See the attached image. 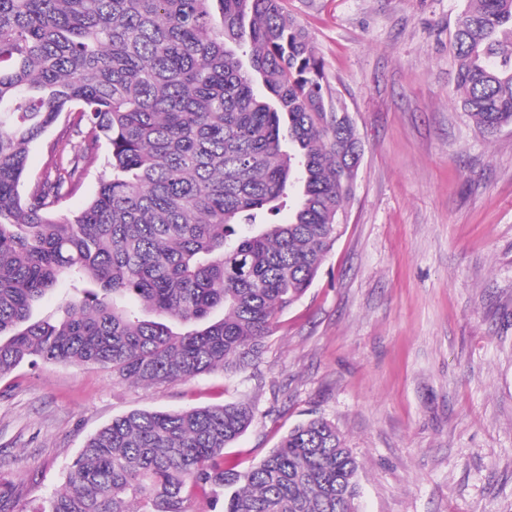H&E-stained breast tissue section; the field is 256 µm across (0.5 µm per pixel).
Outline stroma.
<instances>
[{
    "mask_svg": "<svg viewBox=\"0 0 512 512\" xmlns=\"http://www.w3.org/2000/svg\"><path fill=\"white\" fill-rule=\"evenodd\" d=\"M465 0H284L363 145L345 230L258 368L142 386L98 365L0 377V479L23 503L133 410L251 400L250 466L332 420L361 464L358 512H512V127L455 103Z\"/></svg>",
    "mask_w": 512,
    "mask_h": 512,
    "instance_id": "1",
    "label": "stroma"
}]
</instances>
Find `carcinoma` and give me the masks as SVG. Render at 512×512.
<instances>
[{"label":"carcinoma","instance_id":"1","mask_svg":"<svg viewBox=\"0 0 512 512\" xmlns=\"http://www.w3.org/2000/svg\"><path fill=\"white\" fill-rule=\"evenodd\" d=\"M453 48L476 129L512 125V0H466ZM327 85L283 0H0V377L40 361L162 385L255 366L354 198L362 145ZM65 114L81 143L21 193ZM102 143L94 196L56 213ZM58 289L61 315L34 319ZM255 419L248 399L114 418L37 512H194L195 489L208 512H356L335 422L310 415L240 470L226 450ZM21 493L0 481V512Z\"/></svg>","mask_w":512,"mask_h":512}]
</instances>
